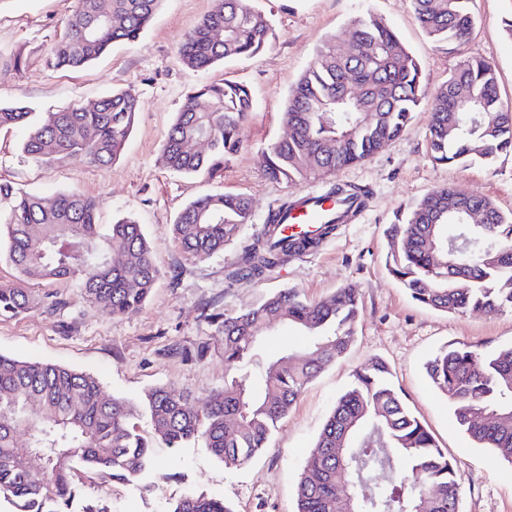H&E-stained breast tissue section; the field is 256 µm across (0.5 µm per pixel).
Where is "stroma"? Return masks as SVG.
Segmentation results:
<instances>
[{"label":"stroma","mask_w":512,"mask_h":512,"mask_svg":"<svg viewBox=\"0 0 512 512\" xmlns=\"http://www.w3.org/2000/svg\"><path fill=\"white\" fill-rule=\"evenodd\" d=\"M269 20L273 39L262 54L229 60L205 71L181 61L178 47L214 6V0H162L138 40L119 42L80 72L55 67L51 49L64 35L74 0H0V54L18 56L20 67L0 66V105L23 104L38 112L78 104L129 89L140 99L125 149L109 165L66 159L50 166L21 150L23 126L0 128V180L44 198L76 191L94 199L103 224L136 217L161 272L144 307L111 317L84 303L66 283H41L39 294H60L68 304L52 312L40 307L25 317L0 321V354L65 365L93 374L106 396L135 398L157 385H170L192 398L222 388L221 334L201 315L236 313L270 293L292 288L318 300L348 285L360 294V315L349 351L307 386L266 449L250 462L228 467L201 446L156 445L153 466L137 481L113 483L111 512H169L184 495L203 494L232 505L234 512H296L295 490L308 452L355 371L374 360L390 368L406 405L447 453L461 480L460 512H512V468L495 464L456 424L445 396L431 385L425 364L451 343L479 345L489 352L512 346V312L443 313L413 301L389 273L384 231L397 212L435 187L449 185L490 199L512 216V154L493 165H441L431 157L429 107L421 105L401 135L361 164L332 177L291 185L263 175L267 146L283 138L290 88L327 39L347 44L353 20L373 10L420 60L431 87H439L468 57L489 62L499 94L512 106V38L502 26L506 0H473L474 25L458 51L434 43L419 24L411 0H252ZM246 84L253 112L242 149L215 178L174 173L161 163L168 132L186 94L202 83ZM354 185L367 193L353 220L337 225L313 252L289 257L262 277L236 276L243 248L260 235L268 212L285 198ZM216 191L251 201L254 221L223 253L197 258L176 243L172 224L191 200ZM210 350L187 358L198 343Z\"/></svg>","instance_id":"35a3bbf8"}]
</instances>
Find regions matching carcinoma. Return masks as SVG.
Masks as SVG:
<instances>
[{"label":"carcinoma","mask_w":512,"mask_h":512,"mask_svg":"<svg viewBox=\"0 0 512 512\" xmlns=\"http://www.w3.org/2000/svg\"><path fill=\"white\" fill-rule=\"evenodd\" d=\"M471 0H411L428 36L450 49L472 29ZM161 0H76L68 31L53 47L55 65L82 70L112 44L133 41ZM268 19L249 0H216L215 9L179 47L183 64L207 70L230 58H253L271 45ZM354 53L334 44L320 49L291 87L286 140L266 151L264 176L294 184L360 163L396 139L424 103L433 161L492 163L512 153V110L500 98L494 69L468 58L448 82L430 91L421 62L397 34L368 10L352 32ZM358 80L362 98L344 94ZM140 101L116 90L95 104L49 112L33 123L22 151L52 165L80 157L108 165L123 150ZM253 112L247 86L225 81L188 93L162 152L171 171L214 178L242 147ZM20 105L0 107V128L28 121ZM210 140L208 149L199 140ZM447 186L437 187L386 230L390 273L417 303L441 311H512V217L490 200L465 195L485 214L467 224L448 212ZM285 199L238 258V273L261 277L318 240L290 243L277 235ZM93 199L58 194L52 204L0 182V224L6 254L18 273L0 282V318H17L41 304L27 285L72 283L82 300L112 316L142 309L160 279L149 242L134 219L100 229ZM251 220L249 199L209 193L185 205L173 224L181 249L204 258L224 251ZM360 312L358 290L343 286L318 301L283 289L234 313L209 315L222 333L224 364L235 372L224 388L194 401L169 385L148 389L138 401L103 397L99 380L67 366L0 355V499L14 512H110L74 507L86 488L131 482L152 467V439L169 448L196 440L227 467L239 466L266 443L307 385L353 344ZM285 322L311 344L285 350L263 367L255 360L261 336ZM433 385L448 397L458 426L494 462L512 466V348L486 352L451 343L426 363ZM381 360L356 372L337 399L311 449L297 485L296 512H459L461 483L454 465L408 410ZM146 415L153 437L137 425ZM238 423L227 433L230 421ZM28 441L19 445L16 433ZM171 512H233L221 500L188 495Z\"/></svg>","instance_id":"1"}]
</instances>
